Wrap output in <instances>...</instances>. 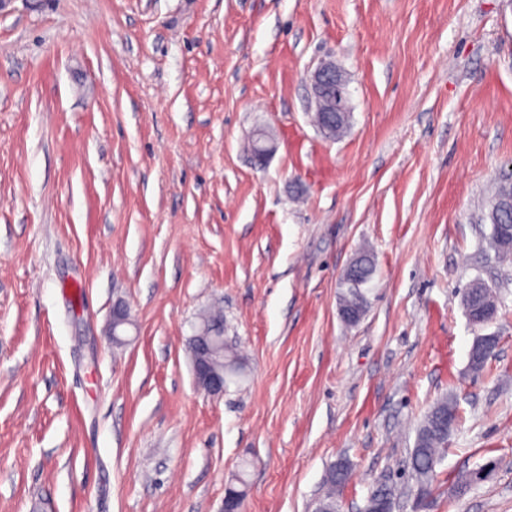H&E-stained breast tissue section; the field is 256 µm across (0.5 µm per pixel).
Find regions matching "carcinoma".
Returning a JSON list of instances; mask_svg holds the SVG:
<instances>
[{
    "instance_id": "carcinoma-1",
    "label": "carcinoma",
    "mask_w": 512,
    "mask_h": 512,
    "mask_svg": "<svg viewBox=\"0 0 512 512\" xmlns=\"http://www.w3.org/2000/svg\"><path fill=\"white\" fill-rule=\"evenodd\" d=\"M350 113H331L327 118L326 133L332 136L341 135L348 126ZM483 221L490 224V233L486 236L488 249L499 258L512 257V184H499L484 214ZM359 271L358 283L348 279L341 284L340 306L351 311H366L368 301L360 285L367 283L375 272V259L371 252L363 251L356 259ZM463 300L467 303L468 313L473 314L484 306H493L496 300L488 288H478L471 283L465 289ZM243 365L229 349H224V374L230 382L239 376ZM458 424L457 404L445 397L437 401L425 415L416 435L415 446L410 454L407 468L411 479L415 481L420 496H428L433 492L436 478V465L440 462L448 439ZM384 504L394 507V490L387 484H381L371 491L366 506Z\"/></svg>"
}]
</instances>
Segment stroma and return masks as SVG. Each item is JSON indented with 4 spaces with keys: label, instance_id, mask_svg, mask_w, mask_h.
Wrapping results in <instances>:
<instances>
[{
    "label": "stroma",
    "instance_id": "obj_1",
    "mask_svg": "<svg viewBox=\"0 0 512 512\" xmlns=\"http://www.w3.org/2000/svg\"><path fill=\"white\" fill-rule=\"evenodd\" d=\"M325 62L348 78L334 140ZM506 179L512 0H0V512H221L242 468L244 512H315L341 461L340 512L380 481L396 512H512V263L481 221ZM209 309L244 364L219 397L189 350ZM445 396L421 501L406 463ZM316 112L330 113L327 118L326 133L341 135L348 126L350 113L344 110L346 83L335 64L327 63L317 68L311 77ZM356 267L359 271L358 284H354L350 279H344L341 284L343 291L340 294V307L345 310L361 311L365 313L368 307V301L365 293L360 289L362 284H366L375 272V259L371 252L363 251L356 259ZM478 281L479 280L472 282L470 286L465 289L463 294V300L467 303L469 314L478 312L483 306H493L497 304L490 289L476 287ZM458 424L457 404L445 397L437 401L425 415L416 435L415 446L407 468L420 496L433 492L436 465L440 462L448 439Z\"/></svg>",
    "mask_w": 512,
    "mask_h": 512
}]
</instances>
